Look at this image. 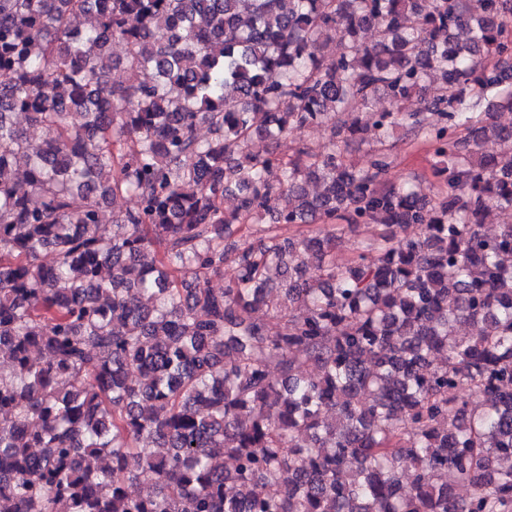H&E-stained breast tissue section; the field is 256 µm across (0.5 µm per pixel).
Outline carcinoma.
Masks as SVG:
<instances>
[{
    "mask_svg": "<svg viewBox=\"0 0 512 512\" xmlns=\"http://www.w3.org/2000/svg\"><path fill=\"white\" fill-rule=\"evenodd\" d=\"M511 21L512 0H0V512H512V225L485 228L512 154L482 151L512 141L483 111H512ZM116 40L149 81L112 83ZM311 126L328 149H291ZM399 126L439 186L388 179Z\"/></svg>",
    "mask_w": 512,
    "mask_h": 512,
    "instance_id": "cac0c4a2",
    "label": "carcinoma"
}]
</instances>
